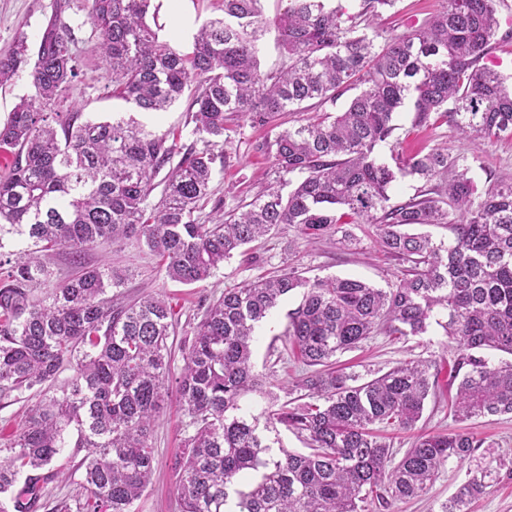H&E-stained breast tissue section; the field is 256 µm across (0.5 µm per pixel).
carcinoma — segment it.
<instances>
[{"label": "carcinoma", "instance_id": "cac0c4a2", "mask_svg": "<svg viewBox=\"0 0 512 512\" xmlns=\"http://www.w3.org/2000/svg\"><path fill=\"white\" fill-rule=\"evenodd\" d=\"M87 2L112 97L160 112L190 91L195 140L62 109L77 68L55 20L36 51L20 36L0 57V87L27 67L34 89L0 123V152L13 155L0 177V240L17 234L33 243L0 260V400L74 371L61 396L33 406L0 462V498L10 504L0 512H38L71 427L78 447L90 449L79 465L86 495L77 512H134L154 472L152 430L173 391L188 418L172 463L181 512H371L427 493L449 461L481 445L462 428L420 432L398 459L379 435L387 425L417 429L435 389L431 364L405 361L362 381L332 359L377 333L419 336L435 323L455 342L453 420L512 416V360L488 357L512 356V181L492 175L479 193L465 157L406 154L390 143L407 104L414 127L448 119L474 143L512 138V89L480 64L500 27L499 0H438L422 24L400 32L373 27L397 0H358L353 13L331 0H285L271 19L261 0H223V17L203 22L188 51L147 24L152 0ZM271 28L280 63L264 70L260 43ZM349 91L342 111L328 110ZM313 100L322 111L279 129L281 113H302ZM231 117L239 128L274 130L254 149L272 158L275 179L204 224L198 211L214 165L226 162ZM388 143L389 163L377 156ZM399 174L424 189L392 201ZM358 224L374 225L377 245L407 265L395 284L292 269L226 288L204 309L177 376L171 305L156 294L114 307L107 289L122 277L82 264L100 240L135 238L161 258L168 279L195 285L279 229L309 243L339 234L348 246V226ZM440 224L447 242L415 231ZM59 246L72 250L75 268L55 284L42 253ZM295 293L282 336L314 371L283 401L252 354L257 325ZM249 394L266 401L261 412L242 410ZM281 426L309 452L281 446ZM508 464L469 473L440 512H469Z\"/></svg>", "mask_w": 512, "mask_h": 512}]
</instances>
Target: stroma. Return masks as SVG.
<instances>
[{"label": "stroma", "mask_w": 512, "mask_h": 512, "mask_svg": "<svg viewBox=\"0 0 512 512\" xmlns=\"http://www.w3.org/2000/svg\"><path fill=\"white\" fill-rule=\"evenodd\" d=\"M158 8L157 22L163 37L189 48L192 35L206 19L221 16V0H154ZM57 19L72 34L71 47L79 64V75L66 93V108L79 110L83 118L135 116L147 130L161 134L185 127L188 120L189 97H182L158 117L146 112H134L131 104L112 97V75L99 55L96 39L88 18L87 0H0V54L6 52L18 34H25L30 45H37L43 28L50 19ZM413 114L402 110L396 119L397 136L402 138L406 152L444 150L450 156H467L470 175L478 189H485L488 174L512 179V138L475 146L463 139L449 123L416 128ZM262 128L243 127L233 144L228 146L229 163L219 167L211 183L212 202L201 213L202 222H210L219 211L234 208L239 201L251 198L261 185L272 178V160L256 152L253 145L262 140ZM360 243L357 249L340 248L335 238L319 243H306L294 230L271 233L261 242L249 245L247 256H234L225 261L207 281L185 286L166 278L159 259L145 244L136 239L121 245L99 242L88 249L87 264L109 263L125 274L124 283L109 289L116 302H127L145 294H164L175 312V331L169 342L174 351H182L192 339V331L206 304L219 297L224 289L233 288L260 277L297 269L307 277H353L376 287L386 288L400 278L403 265L379 250L371 231L355 228ZM454 343L442 329L430 327L421 336L396 339L375 335L362 348L338 355L346 370L364 375L386 372L404 360H430L435 364L439 384L450 378ZM38 399L29 391L8 401L0 400V461L9 455V446L26 423L29 408ZM185 418L178 397H170L151 436L155 451L154 474L135 512H180V497L175 474L169 469L170 460L180 451ZM467 428L483 445L469 459L450 461L422 497L392 504L389 512H439L442 502L450 498L466 479L470 470L485 466L489 461L512 459V417L485 416L467 421ZM87 449L78 447L76 430L65 434V446L55 465L70 474L69 479L55 480L46 485L44 499L48 505L59 502L75 504L85 495L77 465L87 456Z\"/></svg>", "instance_id": "stroma-1"}]
</instances>
